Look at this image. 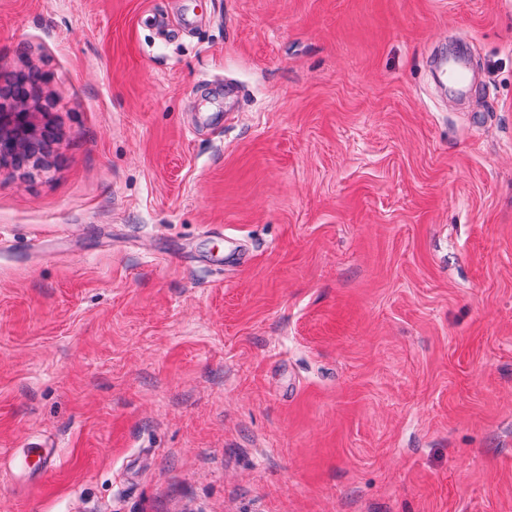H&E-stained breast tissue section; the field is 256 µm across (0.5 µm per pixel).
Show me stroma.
<instances>
[{"label": "stroma", "mask_w": 512, "mask_h": 512, "mask_svg": "<svg viewBox=\"0 0 512 512\" xmlns=\"http://www.w3.org/2000/svg\"><path fill=\"white\" fill-rule=\"evenodd\" d=\"M32 73L0 512H512V0H0ZM469 60L464 55L455 56L448 60L446 68L448 84L458 92H462L469 80Z\"/></svg>", "instance_id": "35a3bbf8"}]
</instances>
